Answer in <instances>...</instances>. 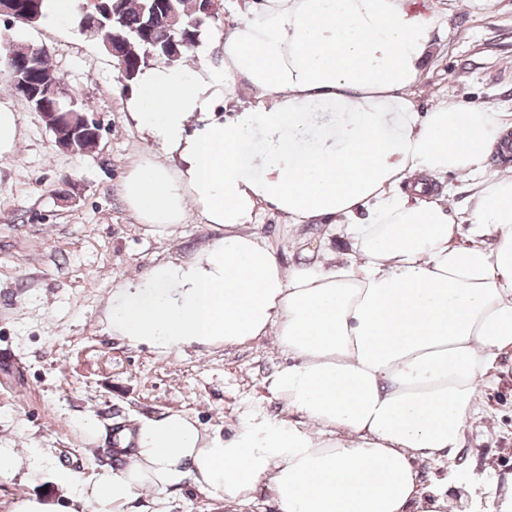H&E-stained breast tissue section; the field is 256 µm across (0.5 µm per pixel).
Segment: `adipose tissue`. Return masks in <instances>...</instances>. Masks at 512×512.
Returning a JSON list of instances; mask_svg holds the SVG:
<instances>
[{"mask_svg":"<svg viewBox=\"0 0 512 512\" xmlns=\"http://www.w3.org/2000/svg\"><path fill=\"white\" fill-rule=\"evenodd\" d=\"M224 33V67L142 68L126 102L163 152L135 163L123 199L169 235L198 209L220 238L120 282L108 330L162 352L269 336L290 362L272 390L304 427L229 435L171 411L135 425L125 463L79 500L125 512L143 491L190 485L239 503L269 485L281 512H439L412 461L458 447L476 391L512 351V176L480 179L512 113L408 89L435 30L409 0H249ZM254 104L215 119L237 87ZM468 174L463 210L431 190ZM271 209L333 224L350 252L281 267L241 232Z\"/></svg>","mask_w":512,"mask_h":512,"instance_id":"1","label":"adipose tissue"}]
</instances>
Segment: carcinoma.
Returning <instances> with one entry per match:
<instances>
[{"mask_svg":"<svg viewBox=\"0 0 512 512\" xmlns=\"http://www.w3.org/2000/svg\"><path fill=\"white\" fill-rule=\"evenodd\" d=\"M207 20L199 11L197 0H120L114 23L97 28L95 33L104 34L106 45L112 43L116 30L128 39L124 72L119 77L120 84L126 87L153 58L171 66L182 64L184 57H168L162 49L173 39L196 44L200 28ZM2 41L6 48L0 53V71L5 73L18 65L17 57L25 55L30 44L0 37ZM149 50L154 57L147 56Z\"/></svg>","mask_w":512,"mask_h":512,"instance_id":"1","label":"carcinoma"}]
</instances>
